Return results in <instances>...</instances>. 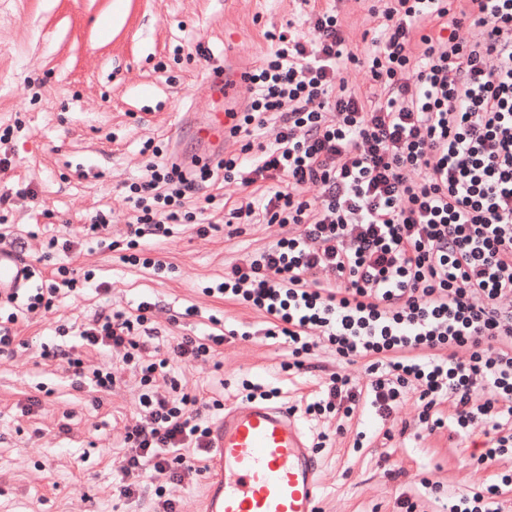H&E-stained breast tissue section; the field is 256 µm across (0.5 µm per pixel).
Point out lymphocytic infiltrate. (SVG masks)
<instances>
[{
    "mask_svg": "<svg viewBox=\"0 0 512 512\" xmlns=\"http://www.w3.org/2000/svg\"><path fill=\"white\" fill-rule=\"evenodd\" d=\"M390 2L367 57L371 98L339 78L359 57L336 14L311 11L308 34L279 35L253 70L231 131H264L268 145L257 157L191 171L152 149L144 177L127 186L136 215L126 245L172 237L182 224L207 236L192 200L215 169L235 172L244 194L231 217L294 231L233 264L217 293L262 311L267 336L284 338L292 355L325 343L348 362L368 359L364 378L330 376L327 407H353L366 395L387 422L413 395L425 424L448 398L456 433L482 430L492 459L512 447L501 423L512 416V0ZM257 183L263 194L249 195ZM77 245L69 234L41 241L42 257L64 260L47 275L34 269L29 288L0 302V357L17 353L21 319L93 280L70 263ZM161 312L151 301L104 308L56 326V335L78 337L79 349L41 351L79 390H112L121 370L137 379L139 412L115 468L127 499L134 476L180 483L182 448H205L208 415L223 407L173 374L215 357L220 319L211 333L162 344L153 328ZM86 349L115 352L119 362L89 364Z\"/></svg>",
    "mask_w": 512,
    "mask_h": 512,
    "instance_id": "obj_1",
    "label": "lymphocytic infiltrate"
}]
</instances>
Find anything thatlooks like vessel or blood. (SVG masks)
Returning a JSON list of instances; mask_svg holds the SVG:
<instances>
[{
    "label": "vessel or blood",
    "mask_w": 512,
    "mask_h": 512,
    "mask_svg": "<svg viewBox=\"0 0 512 512\" xmlns=\"http://www.w3.org/2000/svg\"><path fill=\"white\" fill-rule=\"evenodd\" d=\"M249 74L232 58L207 78V109L192 108L183 122L199 148L183 158L191 168L222 158L236 104ZM32 264L0 245V301L31 284ZM212 476L202 512H318L320 464L294 410L272 402L225 407L211 427Z\"/></svg>",
    "instance_id": "vessel-or-blood-1"
}]
</instances>
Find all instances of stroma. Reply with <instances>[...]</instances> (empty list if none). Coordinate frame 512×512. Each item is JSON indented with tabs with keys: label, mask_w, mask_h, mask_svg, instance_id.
<instances>
[{
	"label": "stroma",
	"mask_w": 512,
	"mask_h": 512,
	"mask_svg": "<svg viewBox=\"0 0 512 512\" xmlns=\"http://www.w3.org/2000/svg\"><path fill=\"white\" fill-rule=\"evenodd\" d=\"M337 7L358 55L377 34L385 0H317ZM304 0H0V207L15 231L37 224L50 234L81 235L91 216L112 215V249L84 241L74 261L90 269L93 287L61 299L52 313L18 326L25 347L0 357V512H159L153 484L124 499L112 479L123 454L125 427L138 412L137 384L129 373L112 391L75 390L57 361L39 356L54 343L56 325L81 322L101 306L131 309L159 302L177 323L161 320L166 338L201 334L209 316L224 325L215 362L184 371L189 387L226 403L246 395L296 410L321 465L319 512H448L457 494L485 482L499 487L500 512H512V448L484 459L485 438L454 434L450 402L433 409L440 427L404 428L420 403L409 400L400 422L383 426L361 399L352 414L307 411L324 396L328 374H360L364 362L345 363L334 348L319 346L306 369L289 365L288 347L266 337L262 312L226 296L205 294L232 264L257 256L283 235L276 224H237L230 209L241 194L224 186L225 202L204 213L212 229L197 237L182 225L173 237L149 241L143 254L162 260L161 273L122 263V233L133 210L121 185L141 177L146 140L167 158L196 150L181 119L204 94V78L232 53L258 66L280 32L304 29ZM203 46L205 56L195 55ZM27 185L36 200L15 197ZM196 315L185 316L187 307ZM38 399L37 413L21 410ZM192 470L169 485L182 512H198L206 474L205 453L188 448ZM402 477H394V470Z\"/></svg>",
	"instance_id": "1"
}]
</instances>
